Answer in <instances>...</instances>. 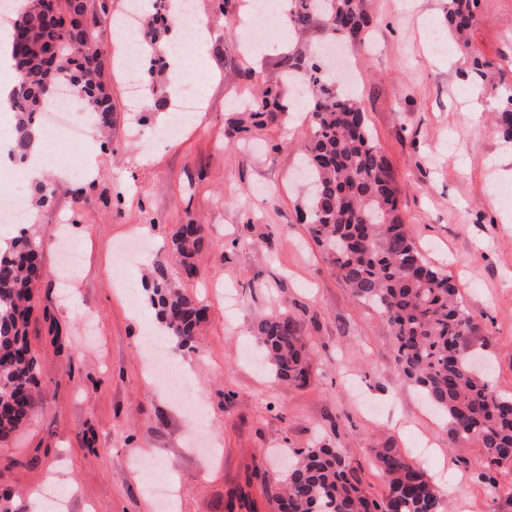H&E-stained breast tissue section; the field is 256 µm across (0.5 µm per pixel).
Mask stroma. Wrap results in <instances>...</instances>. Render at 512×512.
Masks as SVG:
<instances>
[{
	"instance_id": "1",
	"label": "stroma",
	"mask_w": 512,
	"mask_h": 512,
	"mask_svg": "<svg viewBox=\"0 0 512 512\" xmlns=\"http://www.w3.org/2000/svg\"><path fill=\"white\" fill-rule=\"evenodd\" d=\"M194 2L211 33L205 46L190 36L178 54L173 38L161 41L172 70L191 77L203 100L177 134L141 149L139 132L165 128L174 109L136 121L123 71L112 76L117 123L108 147L93 135L73 144L41 134L46 159L64 158L72 179L38 215L44 275L27 342L41 364L45 404L0 441V505L39 512L37 494L54 482L70 489L65 512H157L142 472L126 462L140 453L174 484L175 512H224L227 491L246 481L259 512H277L268 489L290 450L313 445L359 467L366 491L378 497L384 479L371 451L389 445L425 469L446 512H512L504 491L479 480L478 448L454 443L443 415L400 380L387 322L351 296L299 221L307 188L294 173L309 122L289 112L228 133L235 102L258 92L239 80L238 65L268 76L284 51L241 56L231 18L213 0ZM445 4L367 0L369 44L349 61L373 138L401 189L407 232L459 284L490 340L493 384L512 395V207L497 201L506 180L494 164L512 140L454 45L440 55L431 50L425 28L445 29ZM510 29L512 0H480L474 45L492 61L491 79L512 80ZM89 165L97 171L91 179ZM190 218L205 224L213 247L198 261V278L184 279L175 267L170 273L207 316L194 348L171 353L194 374V394L220 448L210 458L188 447L192 420L147 377L141 346L144 329L159 324L146 290L150 271ZM55 224L70 225L81 254L67 297L57 281L59 248L47 232ZM138 229L153 247L130 270L131 300L115 286L113 257ZM281 309L299 321L313 351L302 386L249 362L260 354L254 324Z\"/></svg>"
}]
</instances>
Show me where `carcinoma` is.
<instances>
[{"label":"carcinoma","mask_w":512,"mask_h":512,"mask_svg":"<svg viewBox=\"0 0 512 512\" xmlns=\"http://www.w3.org/2000/svg\"><path fill=\"white\" fill-rule=\"evenodd\" d=\"M478 0H448V36L469 60L480 87L495 102L503 133L512 137V84L484 83L492 63L472 47L470 33ZM162 0L139 29L140 39L176 25L161 21ZM109 0H25L6 20L24 43L12 45L19 90L14 92L15 125L11 154L24 161L37 141L36 119L58 85L93 106V126L107 136L115 122L107 79L110 59L100 48ZM288 28L304 33L319 29L348 47L365 44L369 16L366 0H289ZM150 81L172 87L176 75L152 59ZM280 77L243 111L262 126L266 119L293 109L283 101L281 76L310 78L312 138L300 162L313 186L305 202L308 233L355 300L385 317L394 337L393 359L403 381L417 388L448 419L454 442L480 449L483 477L512 476V397L494 388L490 369L473 364L487 338L459 300V288L442 269L429 264L404 228L401 190L390 163L374 142L359 98L340 92L336 79L318 61L297 51L279 61ZM57 192L46 180L33 189L32 205L46 206ZM205 225L182 224L165 257L153 265L151 301L169 340L194 347V329L205 315L194 294L169 275L177 265L189 278L200 274L197 258L212 249ZM41 238L27 231L0 245V439L6 440L44 404L36 390L40 365L26 342V327L36 305L33 284L41 276ZM266 357V368L280 380L303 385L311 375L306 339L288 312L260 318L254 326ZM385 480V493L370 498L360 470L332 448L296 451L297 460L281 479L279 512H443L442 498L425 470L408 462L396 448L371 449ZM254 512L244 488L228 491L224 512Z\"/></svg>","instance_id":"1"}]
</instances>
